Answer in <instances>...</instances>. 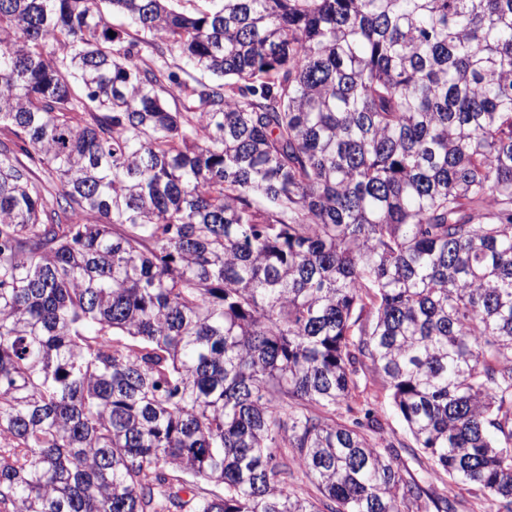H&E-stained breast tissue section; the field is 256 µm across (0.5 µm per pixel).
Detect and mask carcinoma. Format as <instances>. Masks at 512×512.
<instances>
[{
    "mask_svg": "<svg viewBox=\"0 0 512 512\" xmlns=\"http://www.w3.org/2000/svg\"><path fill=\"white\" fill-rule=\"evenodd\" d=\"M209 2L0 0V512H512V0ZM359 391L361 392L354 407H358L360 403L372 404L384 427L380 437L394 442L395 445H398L397 441H401L415 447L411 436L392 407L390 391L387 386L379 378L369 377L367 382L364 379L361 380ZM400 454L401 467L404 470V467L413 475L422 476L425 474L424 470L429 468V464L431 462L428 460V457L425 456L419 448H397ZM414 450L417 460L414 459L412 455V451Z\"/></svg>",
    "mask_w": 512,
    "mask_h": 512,
    "instance_id": "cac0c4a2",
    "label": "carcinoma"
}]
</instances>
